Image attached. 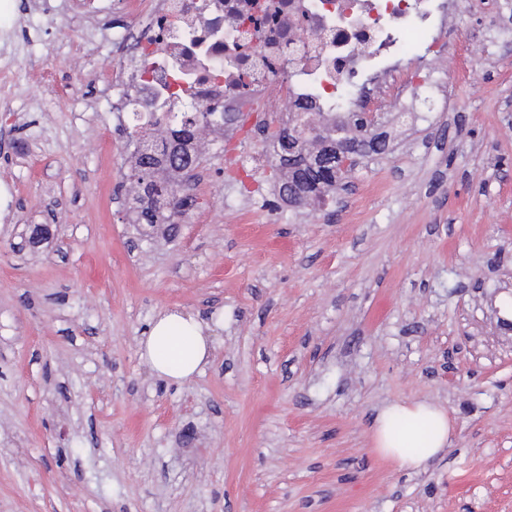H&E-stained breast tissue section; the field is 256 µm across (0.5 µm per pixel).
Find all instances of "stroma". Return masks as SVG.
<instances>
[{"mask_svg": "<svg viewBox=\"0 0 512 512\" xmlns=\"http://www.w3.org/2000/svg\"><path fill=\"white\" fill-rule=\"evenodd\" d=\"M439 32L458 108L411 114L320 208L224 204V155L196 171L175 240L138 235L127 138L70 48L0 73V512H512V27L500 0H449ZM32 224L51 225L39 248ZM195 317L213 356L159 377L139 340ZM408 400L454 419L425 470L371 449Z\"/></svg>", "mask_w": 512, "mask_h": 512, "instance_id": "1", "label": "stroma"}]
</instances>
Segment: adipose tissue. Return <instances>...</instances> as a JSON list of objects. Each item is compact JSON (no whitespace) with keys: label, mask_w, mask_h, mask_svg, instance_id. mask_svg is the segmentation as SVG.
<instances>
[{"label":"adipose tissue","mask_w":512,"mask_h":512,"mask_svg":"<svg viewBox=\"0 0 512 512\" xmlns=\"http://www.w3.org/2000/svg\"><path fill=\"white\" fill-rule=\"evenodd\" d=\"M210 354V341L199 323L177 312L158 318L140 342L141 357L158 376L172 381L200 373ZM451 431L447 413L435 404L396 403L376 416L373 446L396 468L417 472L445 449Z\"/></svg>","instance_id":"ef3b65f1"}]
</instances>
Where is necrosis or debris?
<instances>
[{"label":"necrosis or debris","mask_w":512,"mask_h":512,"mask_svg":"<svg viewBox=\"0 0 512 512\" xmlns=\"http://www.w3.org/2000/svg\"><path fill=\"white\" fill-rule=\"evenodd\" d=\"M445 0H122L125 58L99 57L107 0H73L75 38L96 62L114 112L226 113L224 147L241 127L275 143L295 113L325 120L412 97L404 58L443 49Z\"/></svg>","instance_id":"obj_1"}]
</instances>
